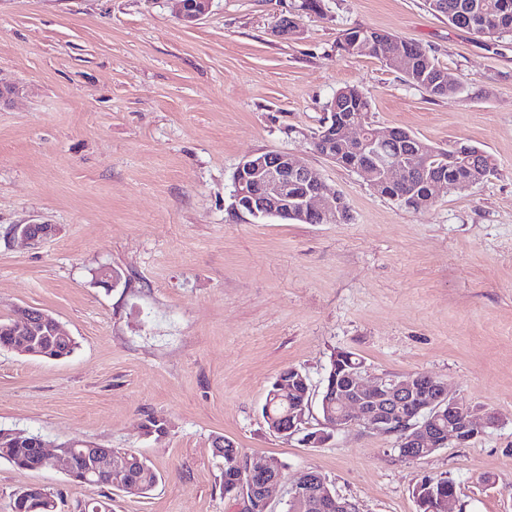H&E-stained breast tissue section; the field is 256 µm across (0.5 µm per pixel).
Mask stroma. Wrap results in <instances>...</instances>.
Masks as SVG:
<instances>
[{"label": "stroma", "mask_w": 512, "mask_h": 512, "mask_svg": "<svg viewBox=\"0 0 512 512\" xmlns=\"http://www.w3.org/2000/svg\"><path fill=\"white\" fill-rule=\"evenodd\" d=\"M294 18L295 39L275 35ZM350 28L425 48L461 90L433 97L377 58L346 56ZM0 318L54 315L77 342L62 360L0 349V428L146 457L150 492L112 512H237L215 436L277 460L268 512L306 471L359 512H419L426 476L452 512H512V41L432 14L425 0H211L195 24L177 0H0ZM363 89L377 127L476 146L497 172L411 211L336 166L313 138L340 87ZM288 152L342 196L347 224L257 219L234 208L248 156ZM19 224H53L32 242ZM122 275L119 286L107 272ZM369 376L425 373L498 423L418 461L396 438L349 428L310 448L262 416L270 382L305 373L313 394L335 351ZM156 417L164 434H146ZM41 486L59 512L102 488L62 469L0 461V512Z\"/></svg>", "instance_id": "1"}]
</instances>
